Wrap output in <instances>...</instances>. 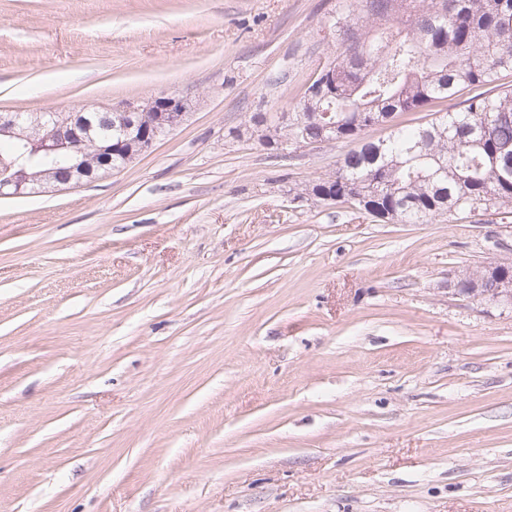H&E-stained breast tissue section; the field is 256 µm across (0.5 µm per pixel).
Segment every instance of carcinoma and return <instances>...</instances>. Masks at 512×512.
Instances as JSON below:
<instances>
[{
	"label": "carcinoma",
	"mask_w": 512,
	"mask_h": 512,
	"mask_svg": "<svg viewBox=\"0 0 512 512\" xmlns=\"http://www.w3.org/2000/svg\"><path fill=\"white\" fill-rule=\"evenodd\" d=\"M326 24L336 50L303 85L293 115L309 139L332 120L360 146L304 194L363 196L367 213L394 223L465 219L489 206L512 214V89L497 84L512 74V0H353ZM464 91V107L448 108ZM428 105L433 121L367 138L377 122ZM128 147L112 139V169L134 160Z\"/></svg>",
	"instance_id": "carcinoma-1"
}]
</instances>
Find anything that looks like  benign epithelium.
Masks as SVG:
<instances>
[{
	"label": "benign epithelium",
	"instance_id": "7a95c632",
	"mask_svg": "<svg viewBox=\"0 0 512 512\" xmlns=\"http://www.w3.org/2000/svg\"><path fill=\"white\" fill-rule=\"evenodd\" d=\"M157 99L166 100V111L158 114L159 126L147 123L140 119L141 111H149ZM126 113L127 119L122 121V127L116 128L107 115L114 111ZM104 110L106 117L100 114L89 115L82 111L70 114L63 122H53L42 118L29 120L20 113L0 114V135L13 137L15 129L23 128L25 135L23 141L33 148L47 154L62 155L66 158L83 152V147L105 139L112 140V130H118V137L137 145L140 152L149 150L156 142L171 135L180 128L187 119V112L183 107V99L174 94L161 92L148 99L147 107L131 105L118 109ZM264 121L256 124L250 121L245 132L253 137L259 133L270 134L274 129L288 124V115L280 114L274 118L263 115ZM112 172L111 163L107 162L92 170L84 165L75 164L59 169H49L43 172L40 179H35L27 173L23 156L19 155L9 163L0 162V197H14L34 192L35 187H53L63 189L70 186L84 184ZM494 266H487L484 270L472 274L463 273L461 277L470 281V287L462 293L474 298L494 302L503 306L512 307V278H501L493 288L480 287L484 276L492 271Z\"/></svg>",
	"mask_w": 512,
	"mask_h": 512
}]
</instances>
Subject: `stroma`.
<instances>
[{"label":"stroma","mask_w":512,"mask_h":512,"mask_svg":"<svg viewBox=\"0 0 512 512\" xmlns=\"http://www.w3.org/2000/svg\"><path fill=\"white\" fill-rule=\"evenodd\" d=\"M338 0H0V112L161 91L187 121L89 184L0 198V512H512L500 220L396 224L305 184L290 112ZM288 114H280L276 115L275 118H271L266 113H262L264 118L263 123L255 124L254 120L250 119V123L246 126L245 132L254 138L258 133H264L270 136V133L274 132V128L279 129L281 126H285L288 124V129L286 127L281 128L280 135L286 138H280L278 143L274 146L277 148L276 152L280 153L283 156H288V151L295 148L297 146L298 140H288L291 136L294 135V130L291 128L293 123L289 122ZM509 266V263H498L495 265L487 266L484 270L472 274L468 273H459L463 279H467L470 281V288H467L466 283H461L460 289L463 294L468 295L474 299H481L485 301L494 302L503 306H507L512 308V278H499V283L496 284L495 288H488L489 285L493 286L494 280L498 278L496 275H490L489 280L486 284V288H479L481 282L484 280V276L488 274V272L492 271L496 267H506Z\"/></svg>","instance_id":"1"}]
</instances>
